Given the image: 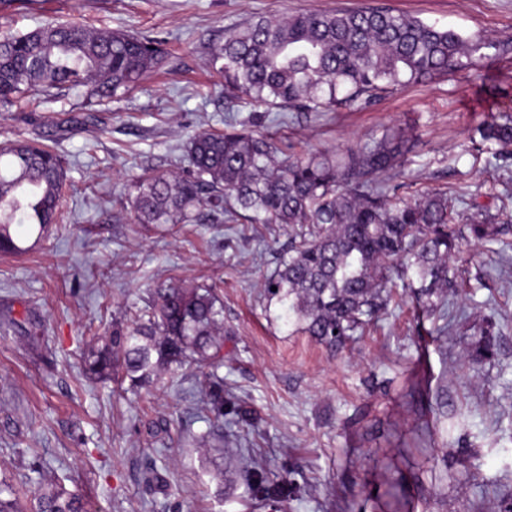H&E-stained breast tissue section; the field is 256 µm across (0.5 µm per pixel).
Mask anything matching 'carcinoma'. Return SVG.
<instances>
[{"label":"carcinoma","mask_w":512,"mask_h":512,"mask_svg":"<svg viewBox=\"0 0 512 512\" xmlns=\"http://www.w3.org/2000/svg\"><path fill=\"white\" fill-rule=\"evenodd\" d=\"M494 48L512 53V41L482 35L385 8L258 17L224 37L209 53L224 77L229 109L250 105L279 112H333L371 104L387 89L448 77ZM152 39L123 30L100 32L79 24H47L0 37V106L53 90L87 87L85 104L127 91L160 62ZM484 141L512 159V120L488 122ZM417 140L388 131L356 152L330 159L288 155L254 130L202 131L188 144L185 174L145 172L134 182L130 208L140 224L156 227L202 220L199 210L250 224L311 225L291 241L265 280L269 298L308 335L331 348L363 335L392 299V273L416 307L431 319L445 316V298L459 297L464 280L456 264L463 238L448 193L429 191L406 200L386 178L405 162ZM65 165L55 150L32 139L0 144V256L29 251L17 228L39 241L63 220ZM485 246L509 228L489 218L468 225ZM473 355L493 356L492 329ZM224 303L214 285L158 288L148 319L117 322L112 334L84 358L85 374L119 379L135 390L164 373L195 364L208 412L224 418ZM268 474L252 471L255 507H269L262 486ZM0 512H22L12 485L0 482ZM31 512H88L81 494L64 487L38 493Z\"/></svg>","instance_id":"1"}]
</instances>
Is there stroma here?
<instances>
[{"label":"stroma","mask_w":512,"mask_h":512,"mask_svg":"<svg viewBox=\"0 0 512 512\" xmlns=\"http://www.w3.org/2000/svg\"><path fill=\"white\" fill-rule=\"evenodd\" d=\"M381 6L465 35L512 38V0H0V35L47 23L125 30L158 42V66L82 124L83 89L0 107V142L42 138L67 169L65 222L20 256H0V480L29 502L44 485L79 490L89 512H248L252 448L286 477L281 512H499L512 494V248L462 240L459 329L425 342L411 298L339 350L290 324L263 283L291 232L284 224L134 223L143 170H186L202 130L258 127L295 154L336 156L387 128L417 137L394 182L444 190L467 222L512 213V159L479 127L512 115V54L485 51L455 74L308 119L227 111L207 65L228 30L258 17ZM217 284L224 302L221 442L200 444L207 411L195 366L130 391L88 379L83 360L114 322L144 312L155 289ZM491 321L494 356L478 362L469 324ZM161 474L145 485L141 472Z\"/></svg>","instance_id":"35a3bbf8"}]
</instances>
